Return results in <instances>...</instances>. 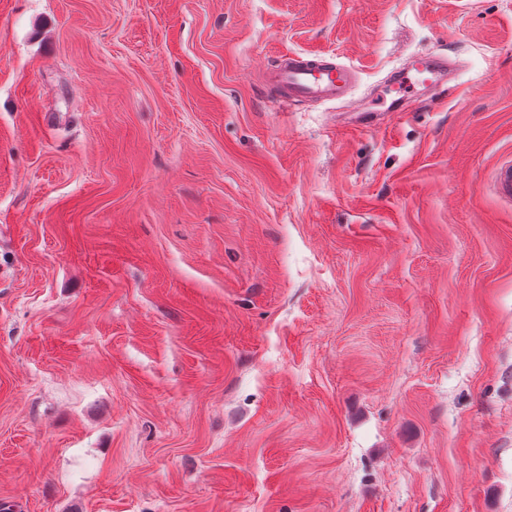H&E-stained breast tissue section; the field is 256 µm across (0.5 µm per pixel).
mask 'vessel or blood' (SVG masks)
<instances>
[{
    "mask_svg": "<svg viewBox=\"0 0 512 512\" xmlns=\"http://www.w3.org/2000/svg\"><path fill=\"white\" fill-rule=\"evenodd\" d=\"M449 60L438 55L420 57L396 71L390 81L394 91L389 111H409L414 89L424 87L438 97L449 87ZM270 84L291 102L300 100L342 101L352 92V68L326 55L288 53L270 75ZM492 190L504 201L512 202V163L501 164L493 174Z\"/></svg>",
    "mask_w": 512,
    "mask_h": 512,
    "instance_id": "1",
    "label": "vessel or blood"
}]
</instances>
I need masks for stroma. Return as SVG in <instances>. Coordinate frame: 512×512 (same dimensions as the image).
Wrapping results in <instances>:
<instances>
[{
  "mask_svg": "<svg viewBox=\"0 0 512 512\" xmlns=\"http://www.w3.org/2000/svg\"><path fill=\"white\" fill-rule=\"evenodd\" d=\"M510 157L512 0H0V502L512 512ZM353 73L332 56L288 53L270 74V85L288 103L342 101L352 92ZM448 56L420 57L396 71L390 81L394 90L389 105L383 112H409L413 90L425 87L435 98L449 89ZM491 189L505 202H512V163L501 164L496 169Z\"/></svg>",
  "mask_w": 512,
  "mask_h": 512,
  "instance_id": "obj_1",
  "label": "stroma"
}]
</instances>
